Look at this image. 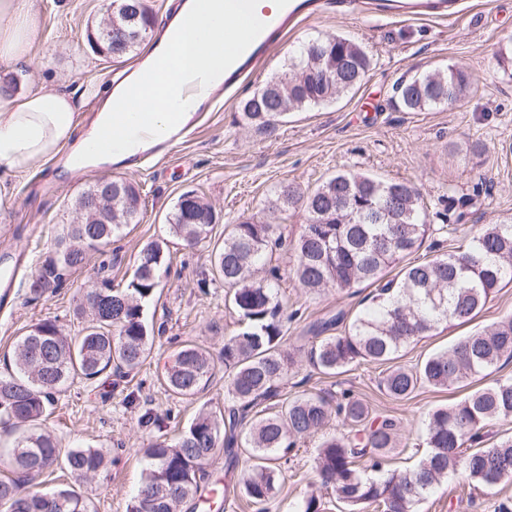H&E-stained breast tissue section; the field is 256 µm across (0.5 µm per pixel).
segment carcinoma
<instances>
[{
    "label": "carcinoma",
    "instance_id": "carcinoma-1",
    "mask_svg": "<svg viewBox=\"0 0 512 512\" xmlns=\"http://www.w3.org/2000/svg\"><path fill=\"white\" fill-rule=\"evenodd\" d=\"M112 26L128 32L112 57L131 54L154 28L148 0H112ZM325 58L332 66L325 81L310 72ZM371 59L354 40L334 36L303 44L289 59L288 72L274 80L280 92L260 90L242 102L244 119L255 131L276 127L288 114L329 103L359 86ZM469 76L450 67L424 73L397 86L407 112L451 107L467 95ZM101 179L74 201L85 210L100 192ZM139 191L123 179L112 180L108 207L89 224H68L55 249L42 261L30 285L36 296L82 269L97 251L125 228L138 223ZM302 209L307 224L291 243L293 275L307 292L347 290L366 283L374 287L371 306L350 321L345 316L314 322L309 362L325 375L369 362L388 366L380 386L389 397L405 400L418 387H464L469 380L496 370L512 359V317L470 333L448 349L428 356L412 369L395 364L400 352L441 326L475 317L495 294L512 286V218L489 224L467 244L417 263L406 258L418 251L429 233L447 231L429 224L427 206L406 182L386 181L360 171H340L315 190L302 193L287 185L268 199L272 212ZM212 204L194 194L190 208L177 202L169 233L197 245L210 243L213 275L224 281L242 328L224 339L221 362L227 383V412L201 410L173 441L157 438L143 449L149 465L127 512H176L197 502L205 491V466L220 451L226 456L225 493H240L256 508L279 490V461L307 437L319 433L332 415L349 432L322 437L314 457L322 484L331 488L345 512H418V506L450 474L492 489L512 480V435H501L483 447L486 427L512 419V378L496 379L448 406H439L422 427L428 453L406 471L387 468L398 449L399 426L374 416L364 400L342 392L303 395L274 412L258 407L277 396L296 363L283 348L282 276L268 258L285 245L275 224L243 220L225 229L224 240H212L214 225L204 223ZM169 258L167 242L157 239L140 250L132 277L122 288L104 278L89 291L75 314L85 319L81 335L71 338L57 321L32 324L16 341L10 370L0 374V422L36 423L53 395L76 382L93 381L106 370L128 375L148 358L153 335L144 306L157 294L160 272ZM217 363L209 350L186 344L164 376L174 395L192 399L202 393ZM61 464L73 479L64 488L25 492L29 477ZM12 475L0 477V512H93L75 486L106 468L103 453L90 446L61 452L48 432L33 428L12 450ZM245 476L231 482L236 470ZM328 505L312 493L294 512H326Z\"/></svg>",
    "mask_w": 512,
    "mask_h": 512
}]
</instances>
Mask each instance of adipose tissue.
Listing matches in <instances>:
<instances>
[{
    "label": "adipose tissue",
    "instance_id": "1",
    "mask_svg": "<svg viewBox=\"0 0 512 512\" xmlns=\"http://www.w3.org/2000/svg\"><path fill=\"white\" fill-rule=\"evenodd\" d=\"M224 0H208L207 10L196 0H183L139 65L99 98L97 114L79 142H72L78 124L77 109L64 92L39 90L17 94L0 90V170L15 175L64 156L66 170L75 171L100 163L127 168L139 165L141 153L169 136L172 127H185L208 102L209 87L224 80L221 18ZM35 30L32 0H0V60L23 61ZM213 44V51L196 55L197 41ZM178 56L183 70L202 77L205 88L191 100L181 98L179 85L161 82L155 61ZM150 113L149 129L139 130L142 113ZM111 130L113 147L98 148L104 130Z\"/></svg>",
    "mask_w": 512,
    "mask_h": 512
}]
</instances>
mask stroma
<instances>
[{"instance_id": "1", "label": "stroma", "mask_w": 512, "mask_h": 512, "mask_svg": "<svg viewBox=\"0 0 512 512\" xmlns=\"http://www.w3.org/2000/svg\"><path fill=\"white\" fill-rule=\"evenodd\" d=\"M32 3L36 28L31 60L0 62V72L9 71L16 78L20 93L65 90L77 104L80 125H88L94 101L85 95L87 85L105 89L117 72L144 53L108 59L89 46L86 32L104 19L107 0ZM336 35L353 39L372 58L360 87L325 106L290 114L272 133L259 134L248 127L240 102L267 81L284 76L299 42ZM511 43L512 0H462V11L452 21L386 14L371 9L365 0H355L347 9L326 4L288 25L265 60L210 104L190 136L161 162L133 169L103 164L67 176L57 175L48 162L7 178L0 187V258L17 259L18 274L10 299L0 304V370L11 359L18 336L40 320H57L67 334L78 335L83 322L74 308L84 291L104 276L113 285H124L141 247L169 238L170 213L186 192L204 195L212 204L218 217L212 237L220 240L226 225L246 219L269 221L265 201L282 185L292 184L307 193L345 170L407 181L420 191L431 224L455 229L451 235L430 234L413 255L417 261L455 250L479 234L483 225L512 217V73L499 59L502 47ZM449 65L471 77V92L462 102L425 112L398 107L400 81ZM476 140L486 146L479 156L469 152ZM101 178H123L137 185L138 223L130 225L121 240L92 253L87 264L60 286L34 296L29 285L62 225L79 218L75 198ZM169 240V271L144 311L154 336L149 358L130 375H105L56 393L39 422L40 428L55 435L61 450L92 446L109 458L107 468L80 487L95 512H126L144 477L142 450L150 441L175 438L201 406L219 410L228 404L220 373L193 400L171 395L162 384L181 344L196 342L217 356L225 337L238 329L236 315L224 305V283L212 274L208 246L186 247ZM272 262L280 268L282 292L288 299L285 346L297 356L279 388L278 402L320 391L351 392L374 413L399 421L403 451L393 464L415 465L427 452L420 423L435 407L458 400L462 389L424 386L410 399L394 400L378 387L382 365L360 363L334 377L320 374L306 358L309 323L339 310L357 313L369 305L371 290L359 285L311 294L293 276L290 253L277 251ZM509 314L512 288H505L471 322L439 328L408 345L399 362L414 366L458 337ZM147 411L156 423L144 427L140 417ZM315 451L312 439L295 449L269 512H292L296 502L314 491L331 502L333 495L322 487L313 464ZM503 504L512 508V481L486 492L452 475L424 501L420 512H499Z\"/></svg>"}]
</instances>
